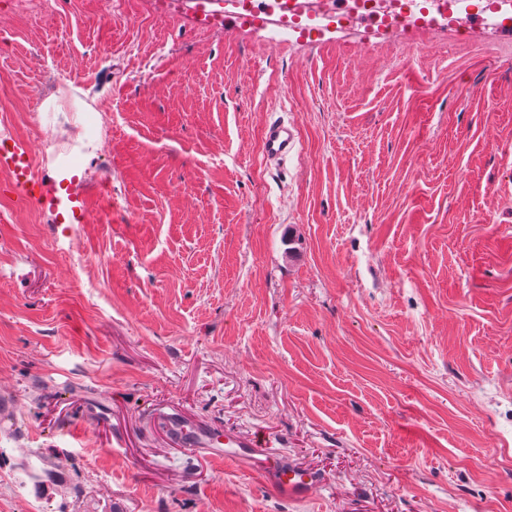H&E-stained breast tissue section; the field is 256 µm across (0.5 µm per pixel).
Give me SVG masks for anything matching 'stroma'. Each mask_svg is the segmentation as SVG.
<instances>
[{
    "label": "stroma",
    "mask_w": 512,
    "mask_h": 512,
    "mask_svg": "<svg viewBox=\"0 0 512 512\" xmlns=\"http://www.w3.org/2000/svg\"><path fill=\"white\" fill-rule=\"evenodd\" d=\"M15 3L0 109L56 137L61 202L0 169V512H512V35ZM173 412L322 482L176 447ZM296 145L293 124L284 120L269 123L265 137V156L268 160L279 162L288 158ZM264 469L277 488L295 498L306 497L314 486L321 483L316 473L281 460L265 462Z\"/></svg>",
    "instance_id": "1"
}]
</instances>
